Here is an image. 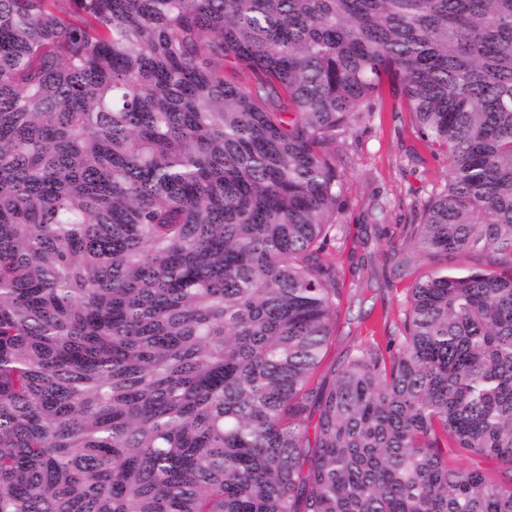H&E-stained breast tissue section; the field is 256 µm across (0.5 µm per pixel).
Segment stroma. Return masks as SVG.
Instances as JSON below:
<instances>
[{"label":"stroma","instance_id":"obj_1","mask_svg":"<svg viewBox=\"0 0 512 512\" xmlns=\"http://www.w3.org/2000/svg\"><path fill=\"white\" fill-rule=\"evenodd\" d=\"M346 172L336 241L326 252L343 297L336 336L318 370H330L361 347H385L403 319L410 279L390 275L389 246L403 225L446 182L448 161L432 155L416 132L401 84H384L373 110L339 147Z\"/></svg>","mask_w":512,"mask_h":512}]
</instances>
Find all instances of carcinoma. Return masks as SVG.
I'll list each match as a JSON object with an SVG mask.
<instances>
[{"label": "carcinoma", "instance_id": "1", "mask_svg": "<svg viewBox=\"0 0 512 512\" xmlns=\"http://www.w3.org/2000/svg\"><path fill=\"white\" fill-rule=\"evenodd\" d=\"M385 76L493 263L325 385ZM0 512H512V0H0Z\"/></svg>", "mask_w": 512, "mask_h": 512}]
</instances>
